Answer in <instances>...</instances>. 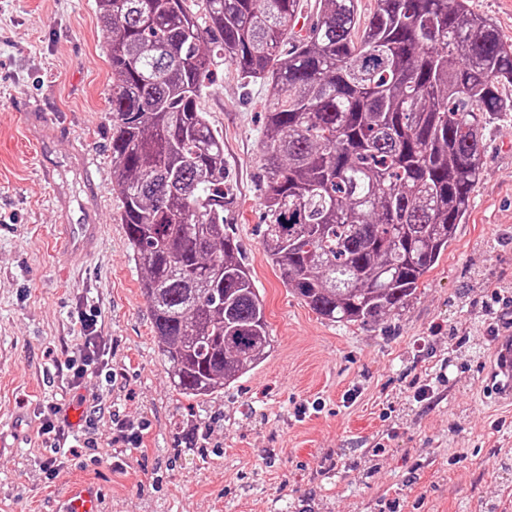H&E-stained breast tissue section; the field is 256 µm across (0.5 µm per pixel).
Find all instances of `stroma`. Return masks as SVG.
Masks as SVG:
<instances>
[{
	"mask_svg": "<svg viewBox=\"0 0 512 512\" xmlns=\"http://www.w3.org/2000/svg\"><path fill=\"white\" fill-rule=\"evenodd\" d=\"M108 41L96 0H0V512H59L76 476L101 485L103 512H512V408L492 411L482 390L492 338L512 330V112L487 124L470 209L405 309L332 323L262 246L269 87L215 59L199 108L224 136L228 231L272 345L194 400L169 383L112 190ZM91 179L103 242L69 263L57 199L83 200ZM91 309L112 376L75 390L66 361ZM48 418L71 434L58 463Z\"/></svg>",
	"mask_w": 512,
	"mask_h": 512,
	"instance_id": "stroma-1",
	"label": "stroma"
}]
</instances>
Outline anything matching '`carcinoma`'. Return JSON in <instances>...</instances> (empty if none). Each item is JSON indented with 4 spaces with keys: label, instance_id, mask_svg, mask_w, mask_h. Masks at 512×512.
Here are the masks:
<instances>
[{
    "label": "carcinoma",
    "instance_id": "carcinoma-1",
    "mask_svg": "<svg viewBox=\"0 0 512 512\" xmlns=\"http://www.w3.org/2000/svg\"><path fill=\"white\" fill-rule=\"evenodd\" d=\"M97 0L110 34L112 191L173 387L209 396L262 363L263 300L224 213V136L198 106L214 58L270 85L262 245L318 316L404 309L448 250L512 112V41L469 0ZM291 44L282 56L283 42Z\"/></svg>",
    "mask_w": 512,
    "mask_h": 512
}]
</instances>
